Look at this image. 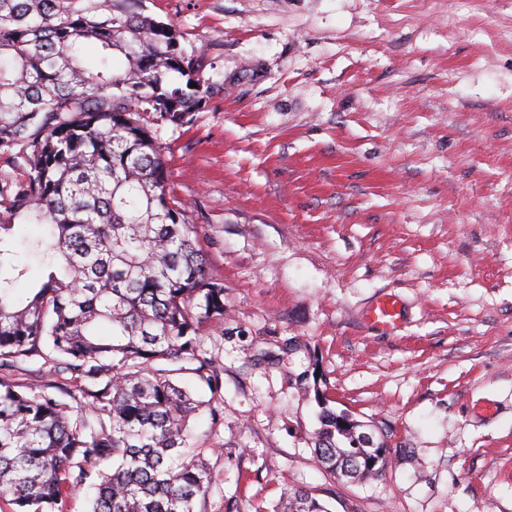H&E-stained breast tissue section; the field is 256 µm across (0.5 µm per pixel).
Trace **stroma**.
Returning a JSON list of instances; mask_svg holds the SVG:
<instances>
[{"label":"stroma","instance_id":"35a3bbf8","mask_svg":"<svg viewBox=\"0 0 512 512\" xmlns=\"http://www.w3.org/2000/svg\"><path fill=\"white\" fill-rule=\"evenodd\" d=\"M205 52L207 102L157 134L224 319L197 512H512V0H142ZM399 327L370 326L381 294ZM389 449L313 458L316 395ZM309 492L302 489L288 491L275 512H327Z\"/></svg>","mask_w":512,"mask_h":512}]
</instances>
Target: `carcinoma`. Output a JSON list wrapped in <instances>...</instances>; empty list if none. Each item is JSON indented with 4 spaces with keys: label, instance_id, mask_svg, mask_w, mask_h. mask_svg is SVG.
<instances>
[{
    "label": "carcinoma",
    "instance_id": "carcinoma-1",
    "mask_svg": "<svg viewBox=\"0 0 512 512\" xmlns=\"http://www.w3.org/2000/svg\"><path fill=\"white\" fill-rule=\"evenodd\" d=\"M182 38L136 0L118 12L113 0H0V155L14 168L0 171V501L13 512H55L86 487L90 512H195L213 482L208 449L189 444L202 402L174 376L221 392L201 341L224 320V283L168 197L152 130L206 102L204 52ZM18 223L49 228L47 266L22 295ZM28 363L82 408L16 383ZM318 422L323 473L382 475L384 443L355 446L326 406ZM276 512L327 510L295 489Z\"/></svg>",
    "mask_w": 512,
    "mask_h": 512
}]
</instances>
